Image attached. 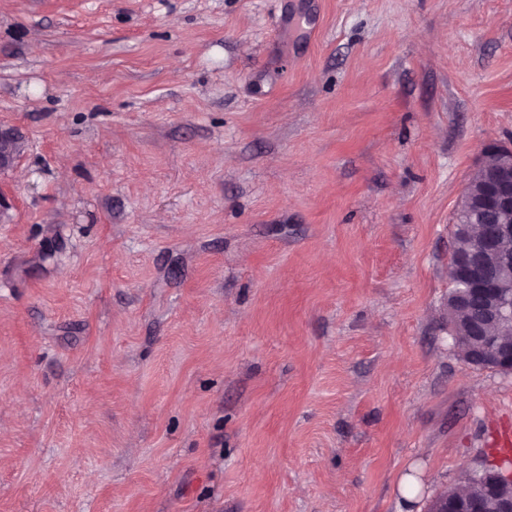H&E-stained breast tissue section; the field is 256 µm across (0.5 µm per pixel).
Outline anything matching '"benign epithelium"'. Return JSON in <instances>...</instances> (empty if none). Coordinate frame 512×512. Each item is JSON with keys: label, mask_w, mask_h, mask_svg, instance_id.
<instances>
[{"label": "benign epithelium", "mask_w": 512, "mask_h": 512, "mask_svg": "<svg viewBox=\"0 0 512 512\" xmlns=\"http://www.w3.org/2000/svg\"><path fill=\"white\" fill-rule=\"evenodd\" d=\"M25 150V142L12 128L0 127V172L10 170ZM459 208L490 212L495 223L467 228L468 248L453 255L451 282L457 315L477 304L480 319L468 323L469 343L479 360H491L504 372H512V340L500 338L498 330L512 329V252L503 248L512 240V148L489 144L464 187ZM485 483V498L466 493L442 494L432 512H486V501L494 512H512V473H501L488 464L471 471Z\"/></svg>", "instance_id": "1"}]
</instances>
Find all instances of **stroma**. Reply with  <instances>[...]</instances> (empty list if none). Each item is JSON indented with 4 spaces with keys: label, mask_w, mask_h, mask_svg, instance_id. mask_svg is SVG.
Instances as JSON below:
<instances>
[{
    "label": "stroma",
    "mask_w": 512,
    "mask_h": 512,
    "mask_svg": "<svg viewBox=\"0 0 512 512\" xmlns=\"http://www.w3.org/2000/svg\"><path fill=\"white\" fill-rule=\"evenodd\" d=\"M0 512H428L512 432L448 332L512 0H0ZM25 142L13 128L0 127V172L10 170L25 150Z\"/></svg>",
    "instance_id": "35a3bbf8"
}]
</instances>
